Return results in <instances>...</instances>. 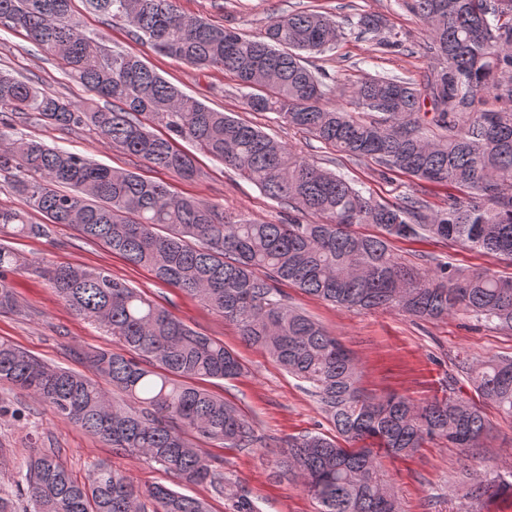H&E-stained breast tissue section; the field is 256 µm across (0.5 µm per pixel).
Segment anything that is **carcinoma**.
<instances>
[{"instance_id":"carcinoma-1","label":"carcinoma","mask_w":512,"mask_h":512,"mask_svg":"<svg viewBox=\"0 0 512 512\" xmlns=\"http://www.w3.org/2000/svg\"><path fill=\"white\" fill-rule=\"evenodd\" d=\"M86 3L163 55L232 73L247 108L273 112L385 174L464 193L437 209L417 195L379 202L263 130L184 93L140 56L88 36L73 0H0V26L25 31L92 94L76 104L0 71V171L12 176L20 199L17 208L0 207V227L39 238L56 224L70 226L199 299L234 324L246 343L308 383L336 430L283 441L276 452L279 477L301 479L316 512H400L379 458L413 455L433 438L468 453L488 430L485 414L463 398L416 403L402 395H364L350 352L288 305L277 284L348 310L399 309L421 319L462 310L512 330L511 275L464 271L439 260L419 269L399 261L390 247L394 239L427 236L512 259V0H411L410 12L428 32L426 79L363 77L345 106L331 103L336 80L307 60L345 35L324 13L293 10L251 35L185 14L176 0ZM353 28L375 52L400 45L378 15H359ZM481 94L509 107L478 111ZM32 118L87 128L182 178L197 175L195 157L177 148V140L187 141L309 220L259 222L78 153L9 138L6 130L16 120ZM150 122L168 136L150 131ZM32 214L45 222L30 221ZM357 224L379 233H357ZM18 262L0 242V312L21 310L7 282ZM45 276L76 315L118 338L124 352L72 349L87 375L51 367L0 340V382L25 390L106 447L154 461L186 485L207 483L224 494V475L191 436L226 448L269 444L245 414L193 381L236 378L243 370L238 355L103 269L62 265ZM470 379L482 399L512 419V358L477 362ZM105 384L127 401L109 398ZM24 469L15 490L0 487V512H17L18 499L31 512H209L201 498L160 483L140 489L106 463L78 481L53 448L32 456ZM509 492L512 482L497 476L470 484L467 495L480 501Z\"/></svg>"}]
</instances>
